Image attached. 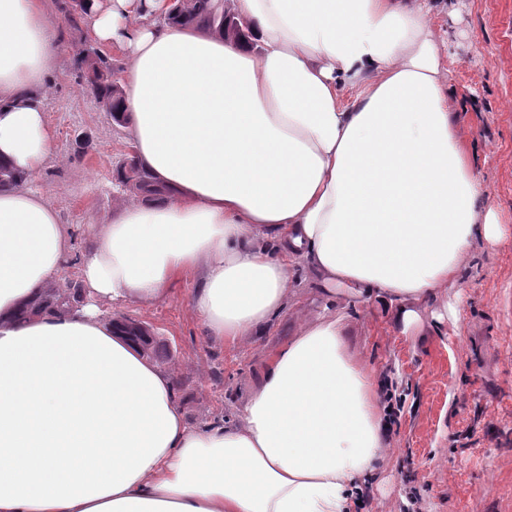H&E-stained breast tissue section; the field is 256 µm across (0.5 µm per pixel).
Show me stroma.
<instances>
[{
	"mask_svg": "<svg viewBox=\"0 0 512 512\" xmlns=\"http://www.w3.org/2000/svg\"><path fill=\"white\" fill-rule=\"evenodd\" d=\"M45 4L58 26L59 63L45 102L53 154L26 186L45 194L69 229L72 251L52 282L63 290L82 281L94 227L131 198L112 178L131 142L87 86L78 51L98 42L86 21L69 23L55 0ZM429 22L444 38L442 82L485 187L483 209L509 236L466 257L409 333L374 302L347 306L351 351L378 390L403 404L387 428L391 452L363 483L367 498L355 512H512V0H445ZM290 275L285 307L235 344L206 336L190 303L191 278L152 304L97 305L104 318L150 329L146 356L172 372L188 424L236 423L274 354L327 304L304 263L291 262Z\"/></svg>",
	"mask_w": 512,
	"mask_h": 512,
	"instance_id": "1",
	"label": "stroma"
}]
</instances>
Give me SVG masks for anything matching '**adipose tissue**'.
Masks as SVG:
<instances>
[{"label":"adipose tissue","instance_id":"1","mask_svg":"<svg viewBox=\"0 0 512 512\" xmlns=\"http://www.w3.org/2000/svg\"><path fill=\"white\" fill-rule=\"evenodd\" d=\"M237 5L244 44L155 25L165 0H90L93 36L127 56L121 107L162 193L95 231L89 295L154 303L192 277L207 336L235 342L284 307L298 258L330 301L376 299L409 328L475 246L507 236L481 213L431 0ZM57 64L44 0H0V163L13 170L53 152L42 99ZM69 253L44 194L0 188V512H350L389 445L344 311L300 325L241 424L194 428L172 374L93 307L15 322Z\"/></svg>","mask_w":512,"mask_h":512}]
</instances>
